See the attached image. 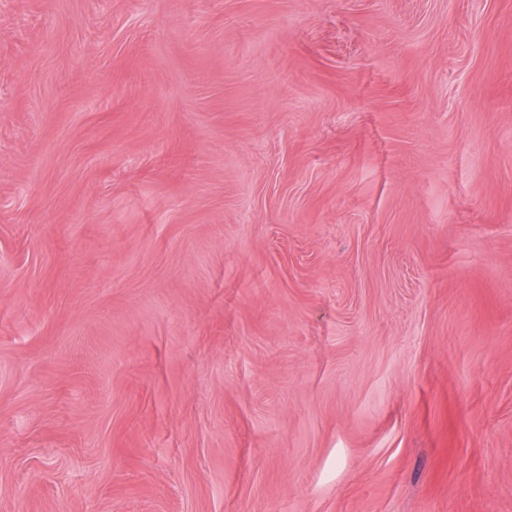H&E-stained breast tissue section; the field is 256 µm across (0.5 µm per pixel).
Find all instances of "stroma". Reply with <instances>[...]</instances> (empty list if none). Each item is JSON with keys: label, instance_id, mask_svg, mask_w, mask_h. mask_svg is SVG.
Masks as SVG:
<instances>
[{"label": "stroma", "instance_id": "stroma-1", "mask_svg": "<svg viewBox=\"0 0 512 512\" xmlns=\"http://www.w3.org/2000/svg\"><path fill=\"white\" fill-rule=\"evenodd\" d=\"M0 512H512V0H0Z\"/></svg>", "mask_w": 512, "mask_h": 512}]
</instances>
